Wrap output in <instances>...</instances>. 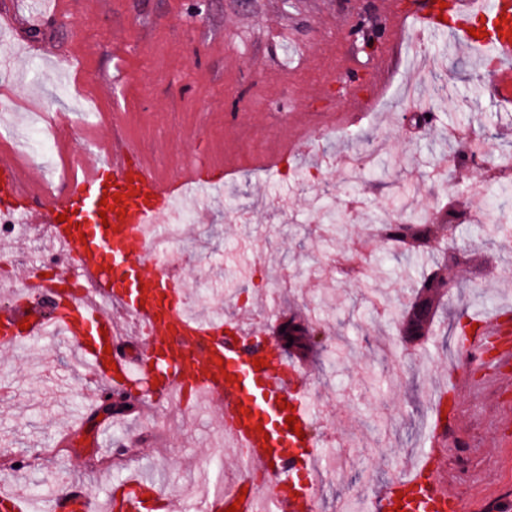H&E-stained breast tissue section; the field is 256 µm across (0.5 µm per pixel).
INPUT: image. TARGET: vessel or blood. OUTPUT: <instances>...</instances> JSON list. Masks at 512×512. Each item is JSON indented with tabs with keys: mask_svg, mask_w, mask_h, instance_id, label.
Instances as JSON below:
<instances>
[{
	"mask_svg": "<svg viewBox=\"0 0 512 512\" xmlns=\"http://www.w3.org/2000/svg\"><path fill=\"white\" fill-rule=\"evenodd\" d=\"M386 41L372 62L368 78L382 89L391 77L397 46L412 36L435 39L451 33L466 49L494 58L495 92L512 107V36L499 34L502 20L512 21V0H378ZM485 30L484 38L471 29ZM356 61L331 48L324 76H349ZM337 124L358 125L365 101L347 92ZM155 172L131 146L113 145L105 158L70 179L58 191L68 211L89 218L79 231L57 225V212L34 206L40 196L17 163L0 155V211L21 226L53 223L46 242L62 265L43 270L28 264L16 274L8 305L0 309V349L11 350L53 335L66 336L81 366L99 384L97 402L111 395L114 380L122 388L149 389L156 398L179 406L210 402L233 449L240 475L231 487L216 484L202 495L200 512H317L319 493L310 481L325 451L312 425L318 407L308 377L285 357L281 346L260 330L227 326L223 316H201L187 303L183 280L155 251L160 223L177 197L154 188ZM119 198V210L102 211L104 195ZM91 276L93 286L75 295L69 281ZM29 320V329L18 323ZM481 334L460 337V345L485 351L488 341L512 335V312L496 311L480 322ZM264 360L256 369L255 360ZM294 407L297 429L286 424ZM432 461L422 456L395 470L386 492L369 502L368 512H449L454 502L433 481ZM51 512H89L90 494L81 488L55 493ZM177 496L145 476L111 486L105 512H180Z\"/></svg>",
	"mask_w": 512,
	"mask_h": 512,
	"instance_id": "b4317fda",
	"label": "vessel or blood"
}]
</instances>
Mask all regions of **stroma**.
Returning <instances> with one entry per match:
<instances>
[{"label":"stroma","instance_id":"stroma-1","mask_svg":"<svg viewBox=\"0 0 512 512\" xmlns=\"http://www.w3.org/2000/svg\"><path fill=\"white\" fill-rule=\"evenodd\" d=\"M43 0H0V54H13L0 73V154L27 148L23 136L35 108L52 105L64 126L51 169L70 165L76 144L106 155L113 141L134 145L154 167L158 187L184 182L222 184L207 199L203 222L191 224L170 258L189 288L205 269L222 301L197 296L200 310L221 306L226 317L267 296L261 327L275 333L289 313L316 311L331 351H315L302 367L324 404L318 428L335 442L347 465L343 481L322 490V512H338L357 487L382 493L405 456L431 453L458 512H496L512 498V367L495 371L469 362L456 343L458 316L512 306V233L489 237L482 225L463 224L453 240L473 259L448 278L444 305L423 341L403 339L392 316L374 313L369 292L401 307L412 279L432 263L406 255L380 236L375 222L396 216L395 193L412 192L413 208L448 203V188L429 174L447 168L454 148L448 129H482L493 152L512 148V112L499 107L484 57L459 49L452 38L429 41L440 65L418 67L410 44L397 51L388 91L358 92L369 119L347 130L324 124L339 112L342 95L316 69L336 29L351 15L349 0H57L44 16ZM43 21H36V14ZM450 92L438 98L436 79ZM306 113L315 131L301 163L278 160L296 129L291 113ZM433 122L417 128L415 118ZM382 142L377 166L344 174L337 157L355 153L364 137ZM357 205L341 234L320 229L318 210ZM370 276H363V269ZM464 375L449 400L440 446H431L432 396L449 364ZM0 457L25 463L20 490L48 500L82 487L104 499L117 473L91 467L103 458L90 424L95 381L80 371L65 337L0 355ZM130 435L119 449H136L128 471H149L185 489L202 472L231 481L234 462L214 460L217 438L207 408L187 414L147 403L128 416Z\"/></svg>","mask_w":512,"mask_h":512}]
</instances>
